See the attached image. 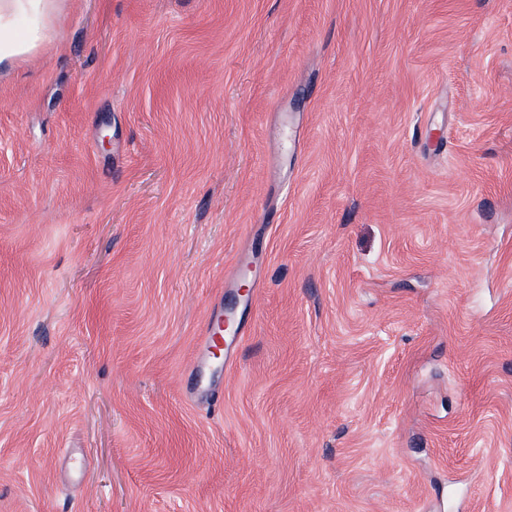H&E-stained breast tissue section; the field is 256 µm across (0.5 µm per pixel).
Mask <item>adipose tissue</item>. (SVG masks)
I'll list each match as a JSON object with an SVG mask.
<instances>
[{"mask_svg": "<svg viewBox=\"0 0 512 512\" xmlns=\"http://www.w3.org/2000/svg\"><path fill=\"white\" fill-rule=\"evenodd\" d=\"M54 0H0V67L27 57L44 40Z\"/></svg>", "mask_w": 512, "mask_h": 512, "instance_id": "obj_1", "label": "adipose tissue"}]
</instances>
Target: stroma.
<instances>
[{
    "mask_svg": "<svg viewBox=\"0 0 512 512\" xmlns=\"http://www.w3.org/2000/svg\"><path fill=\"white\" fill-rule=\"evenodd\" d=\"M0 512H512V0H57Z\"/></svg>",
    "mask_w": 512,
    "mask_h": 512,
    "instance_id": "1",
    "label": "stroma"
}]
</instances>
